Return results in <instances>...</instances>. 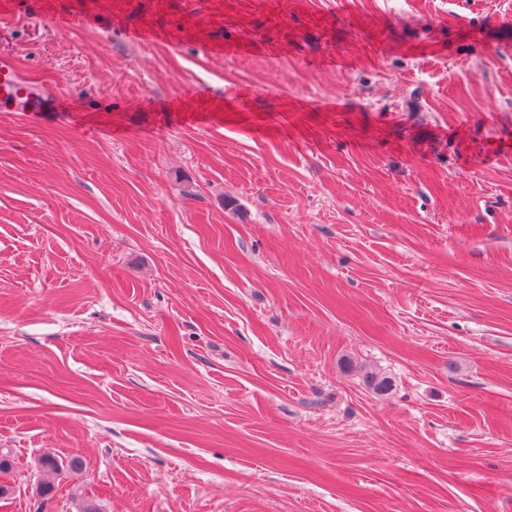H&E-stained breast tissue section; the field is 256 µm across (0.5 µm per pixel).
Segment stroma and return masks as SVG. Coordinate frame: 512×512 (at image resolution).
Returning <instances> with one entry per match:
<instances>
[{"label":"stroma","instance_id":"1","mask_svg":"<svg viewBox=\"0 0 512 512\" xmlns=\"http://www.w3.org/2000/svg\"><path fill=\"white\" fill-rule=\"evenodd\" d=\"M0 512H512V0H0ZM393 381L371 393L366 371ZM61 102H65L69 111L73 110L70 99L24 77L12 58L0 57V112H23L25 115L57 112ZM80 465L78 457H72L64 464L63 461H59L55 456L50 454L40 456L37 461L39 469L57 476L62 474L63 471L76 473L80 470Z\"/></svg>","mask_w":512,"mask_h":512}]
</instances>
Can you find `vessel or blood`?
Listing matches in <instances>:
<instances>
[{
	"label": "vessel or blood",
	"instance_id": "1",
	"mask_svg": "<svg viewBox=\"0 0 512 512\" xmlns=\"http://www.w3.org/2000/svg\"><path fill=\"white\" fill-rule=\"evenodd\" d=\"M62 100L60 93L24 77L12 58L0 57V112H54Z\"/></svg>",
	"mask_w": 512,
	"mask_h": 512
}]
</instances>
